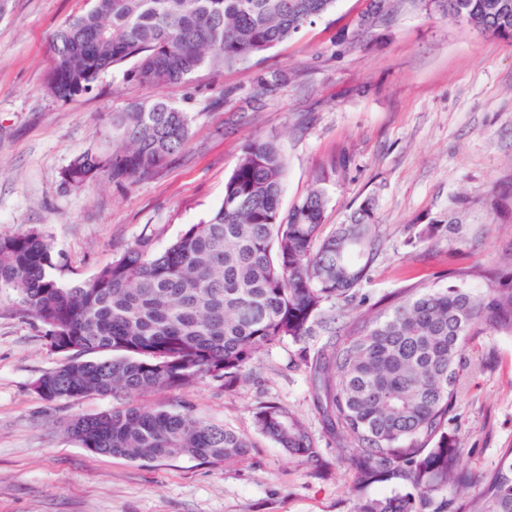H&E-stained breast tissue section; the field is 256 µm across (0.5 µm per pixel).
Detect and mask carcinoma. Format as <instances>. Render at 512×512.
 I'll return each instance as SVG.
<instances>
[{
    "label": "carcinoma",
    "mask_w": 512,
    "mask_h": 512,
    "mask_svg": "<svg viewBox=\"0 0 512 512\" xmlns=\"http://www.w3.org/2000/svg\"><path fill=\"white\" fill-rule=\"evenodd\" d=\"M49 37L46 89L68 98L129 60L130 78L161 86L196 70L233 67L295 36L336 0H86ZM446 12L496 37H512V0H446ZM191 118L163 99L112 114V146L85 150L64 183H137L154 178L188 144ZM287 164L275 140L246 144L210 218L190 224L161 251L143 237L89 278L63 284L49 273L52 247L38 229L0 235V291L15 312L39 322L54 350L71 353L32 388L50 403L85 394L131 399L182 390L202 377L230 387L246 380L272 346L328 333L306 362L328 432L355 465L353 512H512V447L468 495L453 469L447 417L469 368L464 350L486 333L512 335V253L486 291L470 275L368 315L349 307L380 247L371 208L322 235L326 198L314 186L283 213ZM344 306L329 312L325 304ZM112 352L111 358H102ZM255 431L302 462H319L306 423L287 406L255 408ZM71 433L92 452L134 461L187 457L217 465L245 459L252 439L196 413L186 401L126 404L78 417ZM411 491L363 494L381 481Z\"/></svg>",
    "instance_id": "1"
}]
</instances>
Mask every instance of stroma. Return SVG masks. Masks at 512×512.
<instances>
[{
  "label": "stroma",
  "instance_id": "35a3bbf8",
  "mask_svg": "<svg viewBox=\"0 0 512 512\" xmlns=\"http://www.w3.org/2000/svg\"><path fill=\"white\" fill-rule=\"evenodd\" d=\"M369 0L335 7L292 39L223 70L201 68L156 87L101 73L88 92L58 99L44 87L48 38L86 0H5L0 14V235L40 229L54 276L89 278L134 241L163 249L208 219L243 147L276 139L287 161L282 210L313 185L326 195V229L372 207L381 249L357 295L358 311L512 251V38L448 19L443 0H391L387 19L360 31ZM280 80L261 93L259 81ZM165 98L191 118L187 146L154 178L136 184L63 183L87 148L105 147L109 117ZM0 292V512H351L354 470L341 459L314 402L304 356L325 343L269 349L251 379L224 387L202 378L186 391L211 421L253 435L248 461H132L97 454L70 420L116 406L89 394L48 403L31 388L67 361L34 320L12 313ZM471 368L448 415L461 447L457 468L477 495L512 446V336L469 343ZM274 400L318 440L313 468L256 434L253 412Z\"/></svg>",
  "mask_w": 512,
  "mask_h": 512
}]
</instances>
